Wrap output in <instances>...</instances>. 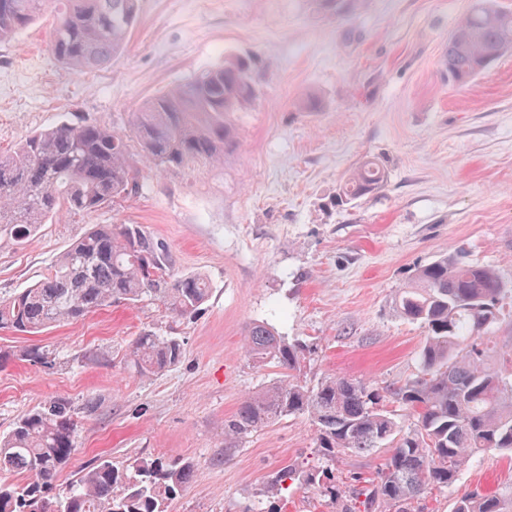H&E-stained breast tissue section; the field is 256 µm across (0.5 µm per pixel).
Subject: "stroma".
<instances>
[{"instance_id": "1", "label": "stroma", "mask_w": 512, "mask_h": 512, "mask_svg": "<svg viewBox=\"0 0 512 512\" xmlns=\"http://www.w3.org/2000/svg\"><path fill=\"white\" fill-rule=\"evenodd\" d=\"M475 0H368L347 19L316 0H139L121 54L75 73L52 54V14L0 43V151L61 123L129 132L149 96L231 57L250 58L260 100L241 113L240 146L223 168L176 175L140 159L143 189L97 211L61 214L24 245L0 248V297L25 288L94 224H139L166 241L175 268L211 283L191 319L160 305L115 304L41 337L55 365L0 369V435L52 397L96 402L81 421L66 483L97 458H181L195 476L171 512H336L316 487L262 489L284 464L316 465V427L291 416L224 443V422L279 377L255 366L244 335L257 321L315 347L298 380L346 377L393 389L419 369L425 330L394 298L412 270L461 254L512 282V56L463 86L443 64L448 34ZM325 108L303 111L308 95ZM366 159L386 163L382 191L349 207L334 197ZM146 329L178 337L179 363L143 378L132 341ZM388 449L339 455L330 469L355 500ZM477 490L512 491V458L474 454L456 485L430 490L420 512H453Z\"/></svg>"}]
</instances>
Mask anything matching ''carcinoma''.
<instances>
[{
	"instance_id": "obj_1",
	"label": "carcinoma",
	"mask_w": 512,
	"mask_h": 512,
	"mask_svg": "<svg viewBox=\"0 0 512 512\" xmlns=\"http://www.w3.org/2000/svg\"><path fill=\"white\" fill-rule=\"evenodd\" d=\"M342 16L360 12L365 0H318ZM53 10L51 51L66 67L87 72L120 52L138 16V0H0V42ZM512 55V10L495 0H477L448 35V81L463 86L490 63ZM259 88L243 58L205 70L190 81L148 98L133 113L132 136L142 155L173 173L196 167H224V155L239 147L237 120L253 108ZM382 163L354 168L336 193V206L380 192ZM142 189L137 159L125 134L95 123L61 124L38 131L0 153V246L21 245L62 211L88 213L134 196ZM512 282L486 265L443 254L418 267L399 289L395 307L427 330L419 372L392 392L412 417L403 428L380 406L383 396L344 377L309 388L294 376L310 346L254 323L245 335L249 356L281 369L279 379L246 398L224 421V441H241L291 415L309 416L316 426L315 448L324 463L337 455L392 448L368 490L371 512H411L433 488L453 486L469 458L481 451L512 454V377L491 361L487 335L500 316V301ZM211 286L201 274L175 272L169 245L139 224H99L78 238L41 279L0 300V330L39 335L61 322H74L115 303L160 304L177 318L196 314ZM180 340L147 329L135 337L129 364L152 377L177 364ZM14 361L50 366L55 352L31 344L0 349V368ZM97 404L75 407L63 398L38 405L0 435V474L21 475L22 486L0 482V512H168L193 479L194 465L157 458L120 468L98 458L69 485L49 490L75 454L79 415ZM327 468L284 466L265 484L270 497L297 476L318 485L337 502L336 484L323 482ZM454 512H512V492L462 495Z\"/></svg>"
}]
</instances>
